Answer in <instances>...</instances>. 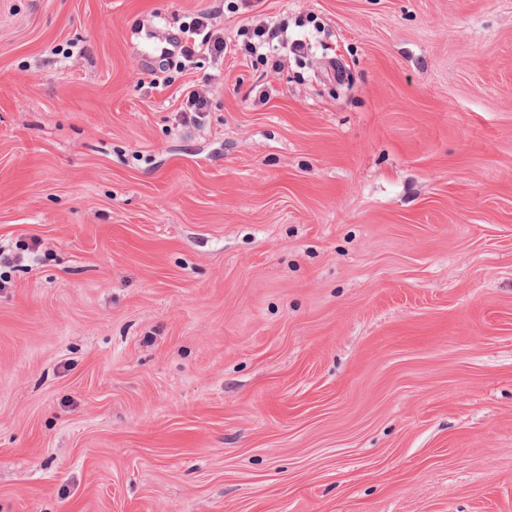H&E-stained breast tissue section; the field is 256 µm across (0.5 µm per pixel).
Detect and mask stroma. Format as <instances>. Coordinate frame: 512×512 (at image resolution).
Returning <instances> with one entry per match:
<instances>
[{"label":"stroma","instance_id":"35a3bbf8","mask_svg":"<svg viewBox=\"0 0 512 512\" xmlns=\"http://www.w3.org/2000/svg\"><path fill=\"white\" fill-rule=\"evenodd\" d=\"M0 249V512H512V0H0ZM210 16L208 14L203 13L197 20V29L200 31L197 35H202L200 42H197L196 39L193 42H186L185 45H181V43L177 42L176 47L180 48L181 57L185 61H190V59L200 50L207 49L214 55L224 54V37L220 34L213 35L211 30H208L206 33L204 31L208 28V23L205 20H209ZM284 28L281 26H266L261 25L256 32L255 39L257 41H250L246 44V51L249 53L267 55V52L278 50V47L288 44L284 41ZM262 51H266L265 53Z\"/></svg>","mask_w":512,"mask_h":512}]
</instances>
